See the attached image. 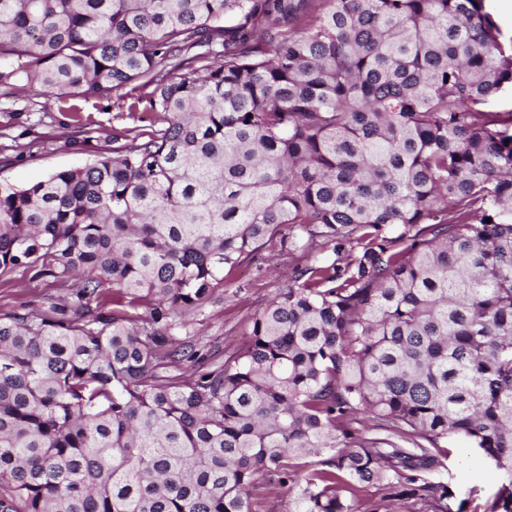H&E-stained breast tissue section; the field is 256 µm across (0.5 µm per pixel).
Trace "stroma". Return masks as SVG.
Returning <instances> with one entry per match:
<instances>
[{"label":"stroma","instance_id":"35a3bbf8","mask_svg":"<svg viewBox=\"0 0 512 512\" xmlns=\"http://www.w3.org/2000/svg\"><path fill=\"white\" fill-rule=\"evenodd\" d=\"M77 105L97 129L99 145L106 148L113 145V129L132 123L115 96L81 99ZM77 138L58 103L17 88L0 87L1 177L23 187L54 172L91 163L96 158L94 150L77 146ZM304 262L297 254L284 253L270 260L260 253L238 267L223 288L188 319L197 355L214 368L223 363L225 355L244 347L251 316L287 287L292 269ZM71 291V285L33 280L18 272L2 276L0 317L23 309L51 310ZM448 450V467L441 472V479L467 499L466 512H483L497 491L487 462L461 439L450 441Z\"/></svg>","mask_w":512,"mask_h":512}]
</instances>
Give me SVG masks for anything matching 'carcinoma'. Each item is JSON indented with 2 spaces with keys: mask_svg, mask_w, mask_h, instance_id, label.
<instances>
[{
  "mask_svg": "<svg viewBox=\"0 0 512 512\" xmlns=\"http://www.w3.org/2000/svg\"><path fill=\"white\" fill-rule=\"evenodd\" d=\"M133 83L123 144L0 176V276L78 284L0 317V512H253L263 475L292 512H378L367 484L463 512L454 439L512 512V38L485 0H0L1 87ZM317 247L241 351L170 372L237 267Z\"/></svg>",
  "mask_w": 512,
  "mask_h": 512,
  "instance_id": "obj_1",
  "label": "carcinoma"
}]
</instances>
